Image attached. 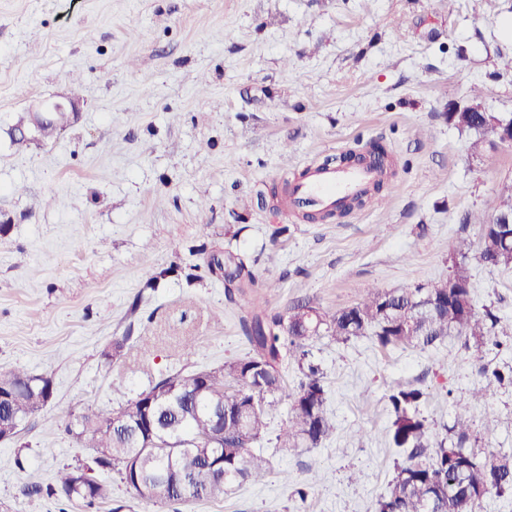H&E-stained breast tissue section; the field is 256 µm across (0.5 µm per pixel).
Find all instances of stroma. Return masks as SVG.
I'll list each match as a JSON object with an SVG mask.
<instances>
[{
	"label": "stroma",
	"instance_id": "stroma-1",
	"mask_svg": "<svg viewBox=\"0 0 512 512\" xmlns=\"http://www.w3.org/2000/svg\"><path fill=\"white\" fill-rule=\"evenodd\" d=\"M474 87L512 116V0H0V370L55 388L45 417L0 440V512H29V486L86 460L73 415L249 354L250 298L227 300L211 255L250 258L270 314L299 300L331 314L372 288L446 278L457 240L480 239L464 215L512 182V148L473 152L474 133L448 122ZM62 98L76 103L62 130L13 144L32 107ZM373 141L388 151L384 202L282 215L307 166ZM468 265L477 308H497L512 336V270ZM310 352L333 437L278 447L283 404L253 446L271 463L263 481L160 506L110 472L99 512H374L400 459L397 384L424 390L433 433L462 411L480 448L512 452V385L474 400L463 339L421 350L323 336Z\"/></svg>",
	"mask_w": 512,
	"mask_h": 512
}]
</instances>
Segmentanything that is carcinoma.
I'll list each match as a JSON object with an SVG mask.
<instances>
[{
	"label": "carcinoma",
	"mask_w": 512,
	"mask_h": 512,
	"mask_svg": "<svg viewBox=\"0 0 512 512\" xmlns=\"http://www.w3.org/2000/svg\"><path fill=\"white\" fill-rule=\"evenodd\" d=\"M448 113V122L462 130L496 137L495 128L478 109ZM512 214V184H503L487 213L468 214L465 224L481 226L479 261L495 268H512V228L499 223ZM470 244L461 241L451 258L454 287L448 280L409 285L394 290L371 289L359 302L333 314L308 302H297L282 314L261 308L259 295L241 320L252 353L223 366L184 375L161 377L154 385L113 412L101 410L74 416L67 430L82 448L102 452L88 462L60 470L56 486L69 500L95 512L110 498L98 477L115 471L135 497L155 504L214 501L224 498L236 482H258L268 474L269 460L251 451L267 432L278 400H289L288 420L277 434L281 448H315L336 431L326 410V390L320 368L308 361V342L328 336L338 342L369 336L382 348L426 349L449 336L464 339L480 352L502 346L496 329L498 311L474 303L468 268ZM224 271L229 301L257 287L243 256L232 251L212 258L208 270ZM298 364L301 377L288 389L286 365ZM474 367L482 378L475 396L484 398L503 385L504 372L477 355ZM54 391L52 378L19 370L0 371V430L25 427L46 407ZM424 392L396 385L387 395L393 416L390 442L405 453L375 512H481L491 496L512 492V454L486 453L470 447L473 431L459 415L442 437L429 431L420 413Z\"/></svg>",
	"instance_id": "cac0c4a2"
}]
</instances>
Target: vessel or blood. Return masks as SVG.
Segmentation results:
<instances>
[{
  "label": "vessel or blood",
  "mask_w": 512,
  "mask_h": 512,
  "mask_svg": "<svg viewBox=\"0 0 512 512\" xmlns=\"http://www.w3.org/2000/svg\"><path fill=\"white\" fill-rule=\"evenodd\" d=\"M382 169L372 159L336 167L316 165L306 168L293 182L282 203L284 216L301 218L306 209L328 215L334 213L343 198L361 194L381 177Z\"/></svg>",
  "instance_id": "vessel-or-blood-1"
}]
</instances>
